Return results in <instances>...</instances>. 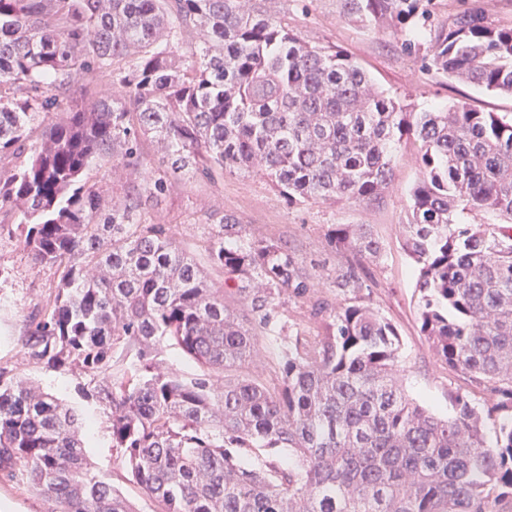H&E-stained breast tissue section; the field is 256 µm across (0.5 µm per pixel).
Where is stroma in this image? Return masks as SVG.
<instances>
[{
    "label": "stroma",
    "mask_w": 512,
    "mask_h": 512,
    "mask_svg": "<svg viewBox=\"0 0 512 512\" xmlns=\"http://www.w3.org/2000/svg\"><path fill=\"white\" fill-rule=\"evenodd\" d=\"M273 14H287L290 25L311 42L347 52L355 57L379 87L407 112L433 111L454 102L481 112L512 118V96L496 94L446 79L424 67L436 27L450 23L459 13L477 10L489 20L512 24V0H429L430 29L407 25L405 32L416 42L407 54L386 30H375L351 19L344 0H265ZM74 93L55 112L41 114L31 123L33 135L48 124L65 118L75 105H87L100 96L119 97L111 72L74 74ZM164 147L149 139L143 144L145 164L133 171L92 161L85 171L88 183L103 191L105 207L120 203L130 181L147 182L162 172ZM419 177L418 144L402 140L395 152L394 178L377 200L355 205L344 202L288 203L268 183L254 175L223 174L205 183H173L159 205H145L148 220L170 225L176 244L205 261V249L214 232L210 215H235L246 233L255 239H281L295 252L312 285L310 298L286 297L281 324L275 333L259 334L247 366L250 375L274 386L280 379L278 352L289 337L299 332L316 333L319 317L313 300L340 307L350 300L336 286V272L349 254L331 248L327 232L339 224L369 225L381 245L376 258L366 260L368 286L361 297L397 329L402 342L403 368L397 378L406 393L439 415L448 413V391L458 379L437 360L430 343L419 331L417 267L402 245L410 192ZM22 211L0 212V367L9 376L55 395L72 408L85 425L87 455L95 473L119 488L136 512H153V503L130 482L120 455L112 446L110 423L103 406L87 389L88 380L78 371L54 369L24 358L21 342L28 324L39 315L59 277L56 269L35 264L20 246L14 230L24 223Z\"/></svg>",
    "instance_id": "1"
}]
</instances>
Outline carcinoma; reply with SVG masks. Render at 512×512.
<instances>
[{
  "mask_svg": "<svg viewBox=\"0 0 512 512\" xmlns=\"http://www.w3.org/2000/svg\"><path fill=\"white\" fill-rule=\"evenodd\" d=\"M263 2L0 0V162H14L0 169V210L24 208L19 242L61 272L24 355L89 378L154 512H512V120L460 102L404 112L351 55L306 41ZM344 2L376 28L408 24L421 0ZM190 28L202 47L188 62L176 37ZM121 62L122 98L31 139L73 73ZM428 66L512 95V25L461 13L438 29ZM411 134L420 175L404 247L418 266L420 331L466 382L448 389L444 417L398 384L397 329L359 301H315L319 330L278 353V385L243 373L281 296L310 293L288 243L248 237L231 214L212 219L218 287L168 225L139 219L167 178L128 183L110 211L83 182L93 159L140 168L142 142L156 136L179 181L258 173L290 202L367 203L392 182ZM467 211L499 223L463 224ZM327 242L358 257L336 275L358 294L361 260L380 243L364 224H340ZM167 345L201 372L160 371ZM0 476L36 490L49 512H136L92 471L75 412L2 368Z\"/></svg>",
  "mask_w": 512,
  "mask_h": 512,
  "instance_id": "cac0c4a2",
  "label": "carcinoma"
}]
</instances>
